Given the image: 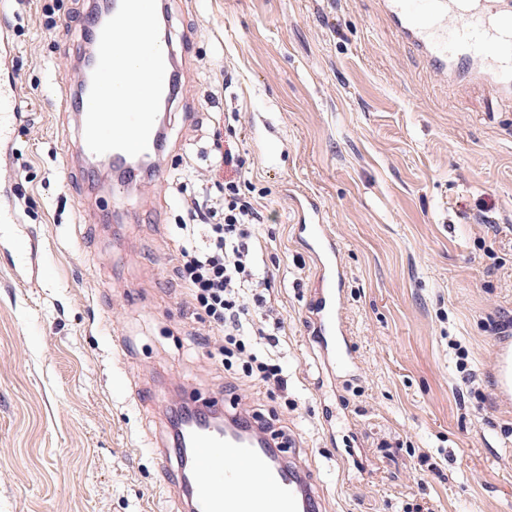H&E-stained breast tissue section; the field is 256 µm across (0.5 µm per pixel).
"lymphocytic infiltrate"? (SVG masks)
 I'll list each match as a JSON object with an SVG mask.
<instances>
[{
	"label": "lymphocytic infiltrate",
	"mask_w": 512,
	"mask_h": 512,
	"mask_svg": "<svg viewBox=\"0 0 512 512\" xmlns=\"http://www.w3.org/2000/svg\"><path fill=\"white\" fill-rule=\"evenodd\" d=\"M209 162L211 168L224 169L225 177L181 197L184 217L174 230V273L194 317L208 321L212 334L204 342L225 370H239L268 392H284L288 374L273 355L283 321L272 304V281L253 235L262 213L239 185L246 160L228 146L212 149ZM259 310L264 319L256 318Z\"/></svg>",
	"instance_id": "lymphocytic-infiltrate-1"
}]
</instances>
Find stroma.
<instances>
[{
  "mask_svg": "<svg viewBox=\"0 0 512 512\" xmlns=\"http://www.w3.org/2000/svg\"><path fill=\"white\" fill-rule=\"evenodd\" d=\"M81 8L0 0L29 97L0 150V512H178L176 459L154 449L189 396L276 417L320 512H512V397L490 378L491 323L512 319V103L436 82L375 0H168L183 91L161 177L118 200L80 160L65 103ZM229 130L243 190L265 192L255 234L284 393L228 390L173 272L171 183L194 189L190 169ZM299 191L341 248L357 369L335 383L315 342L319 273L293 232Z\"/></svg>",
  "mask_w": 512,
  "mask_h": 512,
  "instance_id": "35a3bbf8",
  "label": "stroma"
}]
</instances>
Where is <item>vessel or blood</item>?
I'll return each mask as SVG.
<instances>
[{"mask_svg": "<svg viewBox=\"0 0 512 512\" xmlns=\"http://www.w3.org/2000/svg\"><path fill=\"white\" fill-rule=\"evenodd\" d=\"M399 39L413 47L441 80L476 81L512 101V0H379ZM164 0H95L85 28L94 53L73 107L85 162L112 169L114 193L140 185L143 173L132 160L161 155L166 131L159 106L179 96L180 63L170 38L159 28ZM147 22L150 34L137 38L132 18ZM111 111H102L104 100ZM16 80L0 81V112H22ZM295 235L316 260L322 288L315 307L324 357L340 374L353 373L347 330L337 305L343 274L335 236L320 219L311 195L297 199ZM492 377L512 395V336L499 338ZM196 423L176 448L190 477H177L181 512H316L317 489L300 465L266 449L255 425L224 414L220 405L194 404Z\"/></svg>", "mask_w": 512, "mask_h": 512, "instance_id": "b4317fda", "label": "vessel or blood"}]
</instances>
